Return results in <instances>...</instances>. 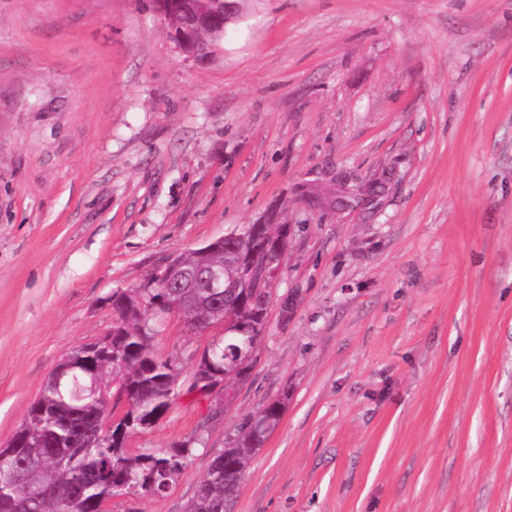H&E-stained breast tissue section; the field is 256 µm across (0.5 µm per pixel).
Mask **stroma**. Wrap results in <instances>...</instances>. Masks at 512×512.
<instances>
[{
	"label": "stroma",
	"instance_id": "obj_1",
	"mask_svg": "<svg viewBox=\"0 0 512 512\" xmlns=\"http://www.w3.org/2000/svg\"><path fill=\"white\" fill-rule=\"evenodd\" d=\"M379 202L310 206L338 181ZM286 224L248 380L180 396L136 454L159 497L285 410L224 512H512V0H244L210 55L153 0H0V446L113 291L246 224ZM223 326L169 314L153 350Z\"/></svg>",
	"mask_w": 512,
	"mask_h": 512
}]
</instances>
